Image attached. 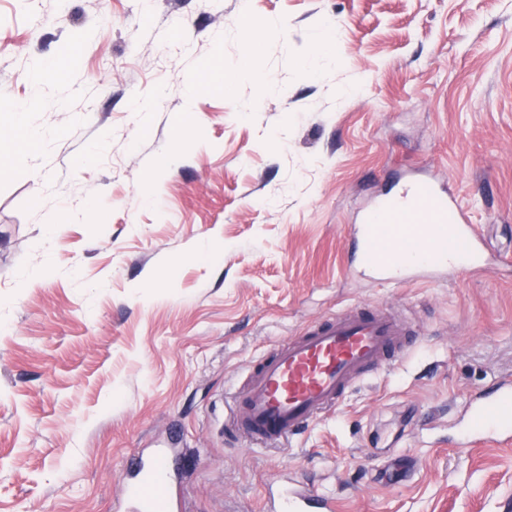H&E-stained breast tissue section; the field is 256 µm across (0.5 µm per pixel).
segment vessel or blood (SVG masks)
<instances>
[{"label":"vessel or blood","instance_id":"vessel-or-blood-1","mask_svg":"<svg viewBox=\"0 0 512 512\" xmlns=\"http://www.w3.org/2000/svg\"><path fill=\"white\" fill-rule=\"evenodd\" d=\"M364 263L383 274L416 268L476 272L486 267L480 238L460 202L424 179L399 185L377 199L360 228ZM416 331L398 315L356 306L311 323L253 366L245 387L226 402L224 425L254 444L282 446L336 408L367 375L390 364L415 343ZM465 446L512 438V379L480 393L464 410ZM167 452L137 457L124 474L127 512H151L165 502ZM278 512H333L332 499L292 479L278 490Z\"/></svg>","mask_w":512,"mask_h":512}]
</instances>
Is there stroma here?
<instances>
[{
    "mask_svg": "<svg viewBox=\"0 0 512 512\" xmlns=\"http://www.w3.org/2000/svg\"><path fill=\"white\" fill-rule=\"evenodd\" d=\"M0 93L46 135L0 125V512H119L154 448L187 512L284 474L335 512H512V446L458 425L512 378V0H0ZM423 174L490 266L378 282L354 228ZM358 304L418 343L300 439L225 440L251 366Z\"/></svg>",
    "mask_w": 512,
    "mask_h": 512,
    "instance_id": "1",
    "label": "stroma"
}]
</instances>
